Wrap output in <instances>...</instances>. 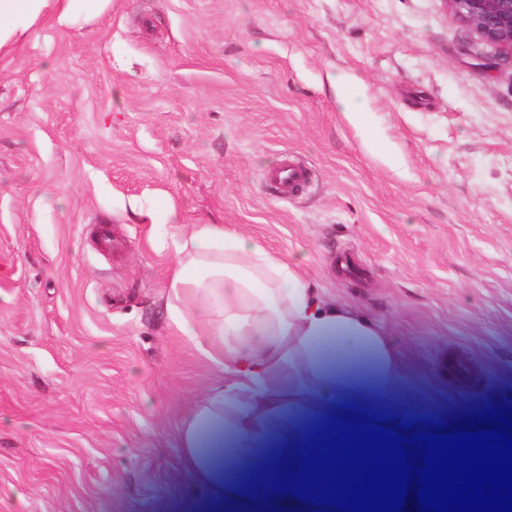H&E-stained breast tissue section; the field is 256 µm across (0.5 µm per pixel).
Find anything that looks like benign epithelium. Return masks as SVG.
I'll return each mask as SVG.
<instances>
[{
    "label": "benign epithelium",
    "instance_id": "benign-epithelium-1",
    "mask_svg": "<svg viewBox=\"0 0 512 512\" xmlns=\"http://www.w3.org/2000/svg\"><path fill=\"white\" fill-rule=\"evenodd\" d=\"M455 14L480 39L512 56V0H449Z\"/></svg>",
    "mask_w": 512,
    "mask_h": 512
}]
</instances>
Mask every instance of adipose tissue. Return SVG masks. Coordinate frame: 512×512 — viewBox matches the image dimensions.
I'll return each instance as SVG.
<instances>
[{"instance_id": "obj_1", "label": "adipose tissue", "mask_w": 512, "mask_h": 512, "mask_svg": "<svg viewBox=\"0 0 512 512\" xmlns=\"http://www.w3.org/2000/svg\"><path fill=\"white\" fill-rule=\"evenodd\" d=\"M167 289L176 331L223 376L190 417L193 444L203 423L225 415L232 465L195 466L196 485L223 492L228 512H260L256 489L275 479L284 432L311 435L345 404L381 409L396 423L420 424L421 410L396 401L402 371L381 328L361 311L322 299L298 262L221 224L183 231Z\"/></svg>"}]
</instances>
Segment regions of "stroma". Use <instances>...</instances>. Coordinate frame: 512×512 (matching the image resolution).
Returning a JSON list of instances; mask_svg holds the SVG:
<instances>
[{
  "label": "stroma",
  "mask_w": 512,
  "mask_h": 512,
  "mask_svg": "<svg viewBox=\"0 0 512 512\" xmlns=\"http://www.w3.org/2000/svg\"><path fill=\"white\" fill-rule=\"evenodd\" d=\"M497 54L446 0H98L0 40V512L220 501L184 448L221 380L171 327L162 201L365 312L401 405L512 402V65H472ZM288 157L310 178L273 192Z\"/></svg>",
  "instance_id": "35a3bbf8"
}]
</instances>
